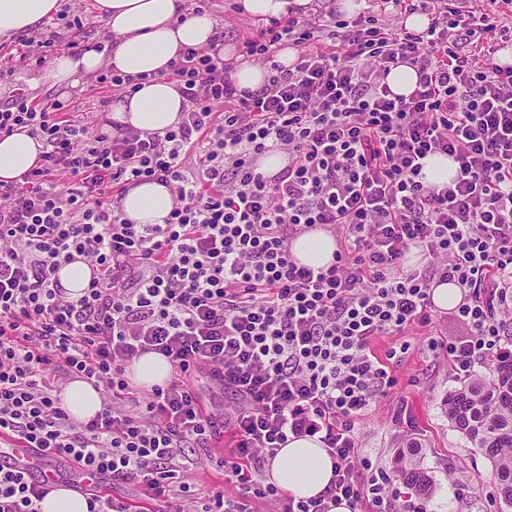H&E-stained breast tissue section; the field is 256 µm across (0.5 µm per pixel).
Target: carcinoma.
I'll list each match as a JSON object with an SVG mask.
<instances>
[{
    "mask_svg": "<svg viewBox=\"0 0 512 512\" xmlns=\"http://www.w3.org/2000/svg\"><path fill=\"white\" fill-rule=\"evenodd\" d=\"M448 418L467 441L486 456L495 472L499 500L512 508V352L497 356L491 373L462 382L448 395ZM406 482L426 495L432 480L418 464L402 469Z\"/></svg>",
    "mask_w": 512,
    "mask_h": 512,
    "instance_id": "obj_1",
    "label": "carcinoma"
}]
</instances>
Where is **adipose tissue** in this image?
Masks as SVG:
<instances>
[{
  "label": "adipose tissue",
  "mask_w": 512,
  "mask_h": 512,
  "mask_svg": "<svg viewBox=\"0 0 512 512\" xmlns=\"http://www.w3.org/2000/svg\"><path fill=\"white\" fill-rule=\"evenodd\" d=\"M60 8V0H0V40L8 42L24 30L39 28ZM94 8L112 34L110 49L89 50L78 58L61 52L33 78V86L64 97L104 69L133 78L149 75L139 90L115 96L110 117L142 132L165 133L179 121L184 104L178 85L167 77L169 63L181 48L205 47L213 41L212 16L192 11L188 0H95ZM39 149V143L22 130L0 137V182L18 179L35 167ZM173 206L169 190L153 182L130 188L121 200L125 216L137 224L162 223ZM336 249L335 237L322 229L292 243L293 256L313 267L332 262ZM269 475L284 493L306 500L327 488L334 461L317 439L299 437L278 450Z\"/></svg>",
  "instance_id": "adipose-tissue-1"
}]
</instances>
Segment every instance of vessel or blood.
Here are the masks:
<instances>
[{
    "label": "vessel or blood",
    "mask_w": 512,
    "mask_h": 512,
    "mask_svg": "<svg viewBox=\"0 0 512 512\" xmlns=\"http://www.w3.org/2000/svg\"><path fill=\"white\" fill-rule=\"evenodd\" d=\"M8 463L13 470L25 476L48 481L53 488L86 491L97 490L102 494L112 491V483L103 476L94 475L75 464L60 467L58 459L36 448H19L9 439L0 440V462Z\"/></svg>",
    "instance_id": "b4317fda"
}]
</instances>
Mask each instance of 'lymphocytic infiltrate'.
Listing matches in <instances>:
<instances>
[{"label":"lymphocytic infiltrate","mask_w":512,"mask_h":512,"mask_svg":"<svg viewBox=\"0 0 512 512\" xmlns=\"http://www.w3.org/2000/svg\"><path fill=\"white\" fill-rule=\"evenodd\" d=\"M512 0H377L341 18L335 0L303 17L251 24L244 53L269 72L237 88L223 36L170 64L188 107L175 129L147 133L91 122L58 99L17 90L0 103V135L26 130L38 165L0 183V437L41 448L115 481L147 484L150 512H331L371 502L401 512L384 475L361 459L357 424L397 380L409 343L377 356L374 342L431 322V291L463 293L465 331L434 341L455 379L498 351L512 328ZM429 18L408 30L403 18ZM19 35V63L88 49L84 15ZM297 51L279 63L283 47ZM103 50V43L93 45ZM417 74L409 95L387 77ZM278 151L287 165L257 168ZM451 158L447 183L424 159ZM168 187L162 224L128 220L132 186ZM338 248L324 267L301 264L292 242L314 228ZM422 261L406 262L410 249ZM89 264L81 295L58 272ZM156 353L172 374L133 389L129 369ZM90 383L102 409L85 422L65 408L67 381ZM231 404L205 398L200 381ZM235 445L213 456L237 496L189 481L219 429ZM318 438L334 460L327 489L296 500L263 473L289 437ZM48 485L0 465V512H40Z\"/></svg>","instance_id":"f902f5d3"}]
</instances>
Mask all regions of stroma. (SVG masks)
Listing matches in <instances>:
<instances>
[{"label": "stroma", "instance_id": "stroma-1", "mask_svg": "<svg viewBox=\"0 0 512 512\" xmlns=\"http://www.w3.org/2000/svg\"><path fill=\"white\" fill-rule=\"evenodd\" d=\"M432 315L431 325L408 332L407 358L392 369L398 380L395 388L361 419V455L390 476L401 500L426 503L430 512H500L490 461L448 420L446 400L456 387L448 360L428 349L431 335L446 339L460 327L444 318L442 310H433ZM400 399L412 420L408 429L395 424L388 411L389 403ZM412 445L419 448L417 463L432 478V491L426 496L407 484L400 472V461Z\"/></svg>", "mask_w": 512, "mask_h": 512}]
</instances>
